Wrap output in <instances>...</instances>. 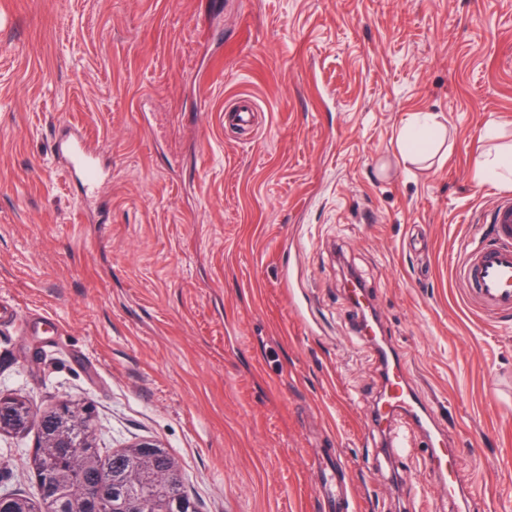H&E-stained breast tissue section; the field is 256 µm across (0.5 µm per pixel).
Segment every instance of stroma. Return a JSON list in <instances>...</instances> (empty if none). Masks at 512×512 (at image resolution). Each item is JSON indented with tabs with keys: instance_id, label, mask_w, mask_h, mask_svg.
I'll use <instances>...</instances> for the list:
<instances>
[{
	"instance_id": "1",
	"label": "stroma",
	"mask_w": 512,
	"mask_h": 512,
	"mask_svg": "<svg viewBox=\"0 0 512 512\" xmlns=\"http://www.w3.org/2000/svg\"><path fill=\"white\" fill-rule=\"evenodd\" d=\"M248 96L258 131L224 123ZM448 129L406 166L404 121ZM84 131L108 169L85 206L53 154ZM512 0H0V394L91 404L103 455L177 457L200 512H318L337 448L351 512H512V324L453 268L512 185ZM427 239L409 247L415 226ZM372 289L412 385L446 418L466 500L408 438L365 422L380 390L348 274ZM36 430L0 433V489L32 495ZM474 179L478 184L512 183V144L485 153L476 166Z\"/></svg>"
}]
</instances>
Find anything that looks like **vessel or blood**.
<instances>
[{
	"instance_id": "vessel-or-blood-1",
	"label": "vessel or blood",
	"mask_w": 512,
	"mask_h": 512,
	"mask_svg": "<svg viewBox=\"0 0 512 512\" xmlns=\"http://www.w3.org/2000/svg\"><path fill=\"white\" fill-rule=\"evenodd\" d=\"M255 102L247 96L234 100L224 109L227 121L251 134L256 130L253 120ZM55 153L68 176L85 192L95 193L103 171L98 155L81 132L68 129L60 133L54 144ZM481 236L471 242L456 268L463 286L467 306L496 316L512 315V198L503 197L490 209ZM345 293L354 306L353 328L362 344L377 361L383 387L370 411L369 424L381 432L401 421L418 430L429 453L428 471L435 477L443 493L451 501L465 498L458 476L457 451L447 444L441 423L410 384L403 360L389 341L382 336L376 306L371 292L358 280L345 285ZM318 471L320 484L318 502L322 512H342L347 494L344 464L337 449L321 453Z\"/></svg>"
}]
</instances>
